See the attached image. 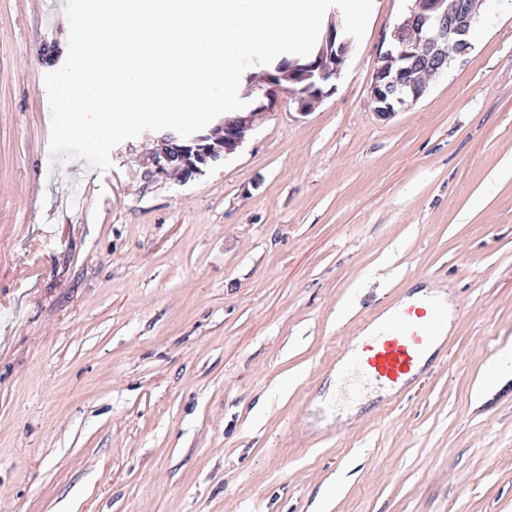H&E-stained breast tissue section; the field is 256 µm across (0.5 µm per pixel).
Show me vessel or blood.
Returning <instances> with one entry per match:
<instances>
[{"label":"vessel or blood","instance_id":"b4317fda","mask_svg":"<svg viewBox=\"0 0 512 512\" xmlns=\"http://www.w3.org/2000/svg\"><path fill=\"white\" fill-rule=\"evenodd\" d=\"M448 313L447 301L433 296L393 303L356 349H343L348 369L363 387L406 393L423 369L440 363Z\"/></svg>","mask_w":512,"mask_h":512}]
</instances>
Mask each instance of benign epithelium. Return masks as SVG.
<instances>
[{
	"label": "benign epithelium",
	"instance_id": "benign-epithelium-1",
	"mask_svg": "<svg viewBox=\"0 0 512 512\" xmlns=\"http://www.w3.org/2000/svg\"><path fill=\"white\" fill-rule=\"evenodd\" d=\"M404 24L418 30L416 37L401 35V27H393L384 37L385 49L380 58L395 57L402 66L395 70L382 65L375 68L369 87V99L375 114L388 119L420 100L428 84L415 77L412 64L427 54L438 63H448L471 53L470 39L475 13L472 0H409ZM332 9L315 56L304 65L291 61L265 74V85L250 86L247 106L240 112L217 119L214 126L183 139L180 168L183 180H191L205 169L235 154L251 131L277 105L280 95H291L296 111L312 112L310 104L326 98L334 89L332 80L340 73L353 38L345 34ZM154 143L147 156L146 174L151 178L168 177L170 140L167 134L151 136Z\"/></svg>",
	"mask_w": 512,
	"mask_h": 512
}]
</instances>
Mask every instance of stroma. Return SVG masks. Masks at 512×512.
Instances as JSON below:
<instances>
[{"instance_id": "obj_1", "label": "stroma", "mask_w": 512, "mask_h": 512, "mask_svg": "<svg viewBox=\"0 0 512 512\" xmlns=\"http://www.w3.org/2000/svg\"><path fill=\"white\" fill-rule=\"evenodd\" d=\"M65 4L0 0V512H512V0L387 120L374 0L330 96L185 183L141 137L53 163ZM443 284L447 361L318 422L341 344ZM164 133L158 136H150L147 138L154 143L153 148L147 156V169L146 174L151 178H167L168 177V163L171 161L170 157V140Z\"/></svg>"}]
</instances>
